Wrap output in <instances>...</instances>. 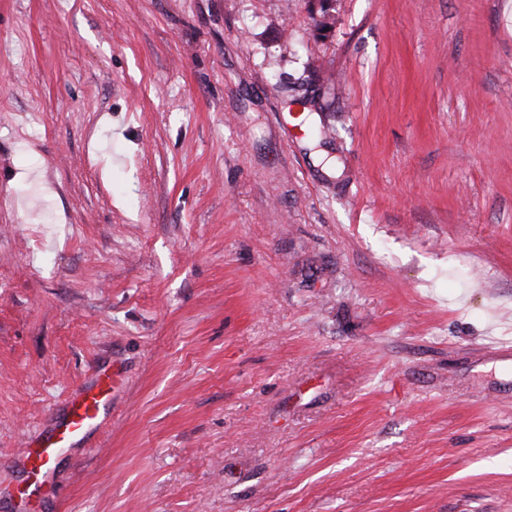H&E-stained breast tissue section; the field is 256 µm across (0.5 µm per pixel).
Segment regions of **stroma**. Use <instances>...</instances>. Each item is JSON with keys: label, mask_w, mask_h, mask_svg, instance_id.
<instances>
[{"label": "stroma", "mask_w": 512, "mask_h": 512, "mask_svg": "<svg viewBox=\"0 0 512 512\" xmlns=\"http://www.w3.org/2000/svg\"><path fill=\"white\" fill-rule=\"evenodd\" d=\"M500 343L512 0H0V487L112 366L61 512H512Z\"/></svg>", "instance_id": "obj_1"}]
</instances>
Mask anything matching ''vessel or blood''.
Here are the masks:
<instances>
[{
  "label": "vessel or blood",
  "mask_w": 512,
  "mask_h": 512,
  "mask_svg": "<svg viewBox=\"0 0 512 512\" xmlns=\"http://www.w3.org/2000/svg\"><path fill=\"white\" fill-rule=\"evenodd\" d=\"M112 391L108 388H86L69 403L40 440L36 449L21 450L15 463L24 475L18 491L0 490V512H30L31 504H39L41 512H50L52 499L44 488L51 480V464L61 454L75 450L101 423V416L110 407Z\"/></svg>",
  "instance_id": "1"
}]
</instances>
